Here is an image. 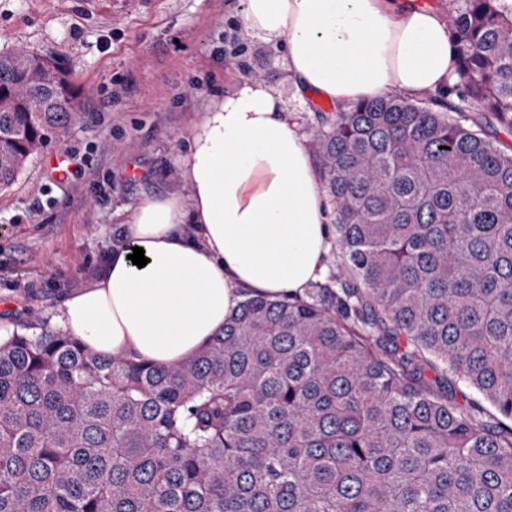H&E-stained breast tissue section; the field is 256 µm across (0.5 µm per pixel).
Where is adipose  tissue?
<instances>
[{
	"label": "adipose tissue",
	"mask_w": 512,
	"mask_h": 512,
	"mask_svg": "<svg viewBox=\"0 0 512 512\" xmlns=\"http://www.w3.org/2000/svg\"><path fill=\"white\" fill-rule=\"evenodd\" d=\"M242 29L284 58L298 95L347 106L447 94L456 47L441 15L406 0H244ZM189 195H147L58 323L103 357L177 365L244 294L303 293L325 271L326 195L291 111L248 80L212 101L181 160ZM148 262L133 265V247Z\"/></svg>",
	"instance_id": "obj_1"
}]
</instances>
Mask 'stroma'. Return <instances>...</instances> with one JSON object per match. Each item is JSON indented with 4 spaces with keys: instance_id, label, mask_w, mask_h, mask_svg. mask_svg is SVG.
Listing matches in <instances>:
<instances>
[{
    "instance_id": "1",
    "label": "stroma",
    "mask_w": 512,
    "mask_h": 512,
    "mask_svg": "<svg viewBox=\"0 0 512 512\" xmlns=\"http://www.w3.org/2000/svg\"><path fill=\"white\" fill-rule=\"evenodd\" d=\"M242 0H0V52L18 47L70 72L79 106L0 189V330L56 328L62 297L84 285L121 240L139 200L187 193L180 157L211 99L247 79L297 113L303 134L318 97L299 106L283 68L241 35ZM244 53L224 54L225 36ZM80 165L70 182L43 164L57 150Z\"/></svg>"
}]
</instances>
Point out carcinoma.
<instances>
[{
  "mask_svg": "<svg viewBox=\"0 0 512 512\" xmlns=\"http://www.w3.org/2000/svg\"><path fill=\"white\" fill-rule=\"evenodd\" d=\"M443 8L455 100L316 113L334 281L246 296L175 367L0 339V512H512V3ZM76 99L0 53V188Z\"/></svg>",
  "mask_w": 512,
  "mask_h": 512,
  "instance_id": "cac0c4a2",
  "label": "carcinoma"
}]
</instances>
